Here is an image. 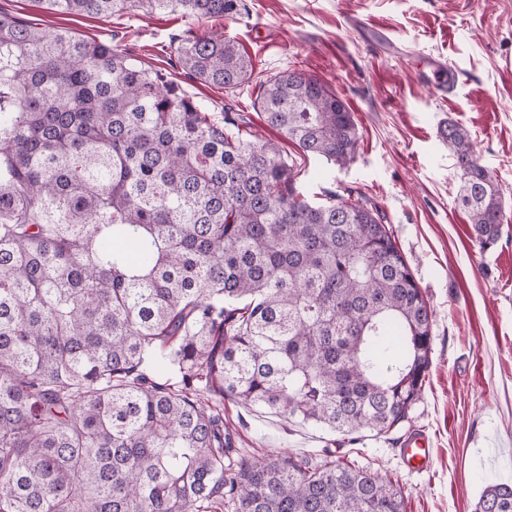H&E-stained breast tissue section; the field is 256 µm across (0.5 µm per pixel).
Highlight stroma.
Returning a JSON list of instances; mask_svg holds the SVG:
<instances>
[{
  "instance_id": "35a3bbf8",
  "label": "stroma",
  "mask_w": 512,
  "mask_h": 512,
  "mask_svg": "<svg viewBox=\"0 0 512 512\" xmlns=\"http://www.w3.org/2000/svg\"><path fill=\"white\" fill-rule=\"evenodd\" d=\"M236 11L190 21L176 13L64 17L45 0H0V11L43 29L120 44L145 66L170 74L215 116L232 113L262 128L255 103L266 78L294 68L314 74L343 99L357 127L355 159L341 167L300 154L270 132L293 160L298 192L313 202L335 192L366 198L396 243L433 310L431 365L421 400L399 429L355 440L291 422L238 400L224 421L240 455L315 457L370 469L399 484L404 512H474L483 489L512 483V0H237ZM212 30L251 60L235 91L204 84L176 66L187 29ZM463 75L450 100L419 81L427 57ZM467 127L481 164L496 176L507 221L480 251L456 201L454 157L441 124ZM426 432L429 472L411 474L401 441Z\"/></svg>"
}]
</instances>
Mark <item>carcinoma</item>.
Listing matches in <instances>:
<instances>
[{"instance_id":"cac0c4a2","label":"carcinoma","mask_w":512,"mask_h":512,"mask_svg":"<svg viewBox=\"0 0 512 512\" xmlns=\"http://www.w3.org/2000/svg\"><path fill=\"white\" fill-rule=\"evenodd\" d=\"M63 16L222 17L234 0H45ZM235 91L219 33L173 48ZM265 125L344 166L345 102L303 69L261 83ZM484 251L501 189L470 131L440 129ZM279 146L217 119L119 45L0 11V512H401L391 481L328 456L232 460L224 398L352 436L422 398L433 311L389 225L311 204ZM474 512H512V484Z\"/></svg>"}]
</instances>
